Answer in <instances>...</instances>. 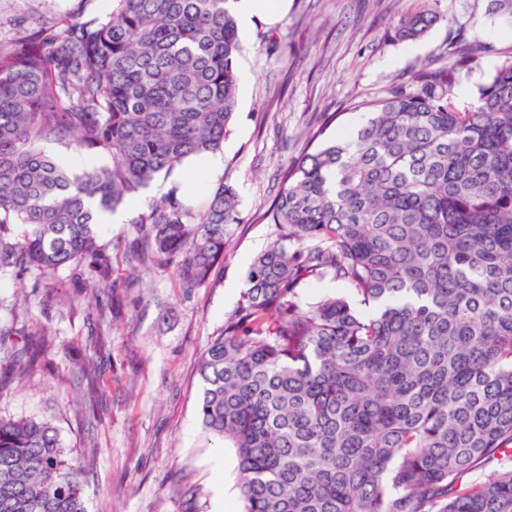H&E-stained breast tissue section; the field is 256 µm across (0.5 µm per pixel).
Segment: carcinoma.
<instances>
[{"label":"carcinoma","instance_id":"obj_1","mask_svg":"<svg viewBox=\"0 0 512 512\" xmlns=\"http://www.w3.org/2000/svg\"><path fill=\"white\" fill-rule=\"evenodd\" d=\"M236 2L112 0L0 38V271L69 267L72 300L110 324L98 218L224 144ZM436 21L423 8L394 39ZM480 53L459 44L448 69L423 66L361 102L354 138L282 174L269 213L280 233L198 360V414L235 451L242 512H512V56L462 102ZM48 141L112 167L76 172ZM238 206L227 184L197 218L165 196L128 251L189 292L224 262ZM312 278L349 296L309 294ZM13 335L0 326V352L24 375L42 349ZM487 460L499 469L465 480ZM81 474L51 424L0 419V512H86Z\"/></svg>","mask_w":512,"mask_h":512}]
</instances>
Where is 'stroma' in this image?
<instances>
[{"mask_svg": "<svg viewBox=\"0 0 512 512\" xmlns=\"http://www.w3.org/2000/svg\"><path fill=\"white\" fill-rule=\"evenodd\" d=\"M109 0H0V35L31 14L58 17L77 10L95 16ZM431 8L437 24L421 39L396 41L397 21ZM239 101L229 134L210 169L178 166L133 193L118 223H101L98 243L112 265L118 292L103 290L118 315L106 337L95 412L78 410L79 368L92 356L95 311L69 303L55 285L70 281L63 268L51 278L0 271V325L30 319L54 331L51 352L30 380L0 391V418L48 421L83 467L87 512H241L233 449L219 447L200 423L202 383L197 361L236 309L245 272L276 237L263 215L280 176L306 151L307 136L324 114L338 118L326 136H351L362 119L354 102L406 82L430 64L444 67L454 40L484 50L457 85L463 101L477 95L486 75L512 55V16L493 0H277L239 31ZM232 185L241 223L223 264L205 284L185 293L172 271L138 264L126 251L135 221L169 193L201 207L219 184Z\"/></svg>", "mask_w": 512, "mask_h": 512, "instance_id": "stroma-1", "label": "stroma"}]
</instances>
